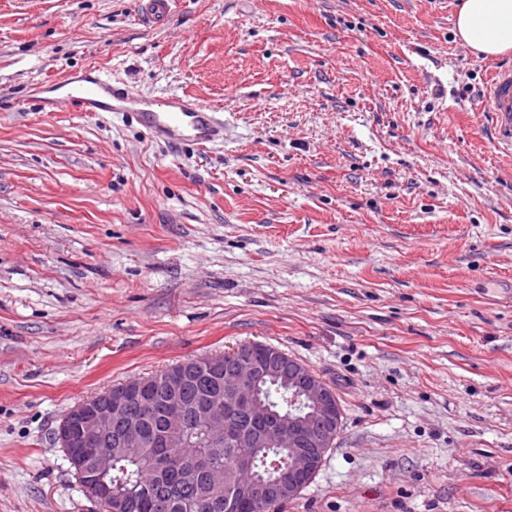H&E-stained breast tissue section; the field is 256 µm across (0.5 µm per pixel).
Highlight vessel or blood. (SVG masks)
<instances>
[{"label": "vessel or blood", "mask_w": 512, "mask_h": 512, "mask_svg": "<svg viewBox=\"0 0 512 512\" xmlns=\"http://www.w3.org/2000/svg\"><path fill=\"white\" fill-rule=\"evenodd\" d=\"M174 3L175 0H141L139 18L147 25H162L170 18ZM44 104L54 112L75 105L83 112L137 113L154 138L167 145L188 142L204 146L224 134L222 112L215 107L179 95L138 96L90 72L71 77L68 90L45 99ZM484 107L492 115L497 139L511 148L512 67L502 66L494 71Z\"/></svg>", "instance_id": "1"}]
</instances>
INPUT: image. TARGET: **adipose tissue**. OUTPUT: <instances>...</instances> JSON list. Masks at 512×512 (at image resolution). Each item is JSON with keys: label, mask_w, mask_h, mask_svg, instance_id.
Here are the masks:
<instances>
[{"label": "adipose tissue", "mask_w": 512, "mask_h": 512, "mask_svg": "<svg viewBox=\"0 0 512 512\" xmlns=\"http://www.w3.org/2000/svg\"><path fill=\"white\" fill-rule=\"evenodd\" d=\"M455 33L487 56L512 51V0H463Z\"/></svg>", "instance_id": "obj_1"}]
</instances>
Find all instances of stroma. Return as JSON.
Returning <instances> with one entry per match:
<instances>
[{"label":"stroma","mask_w":512,"mask_h":512,"mask_svg":"<svg viewBox=\"0 0 512 512\" xmlns=\"http://www.w3.org/2000/svg\"><path fill=\"white\" fill-rule=\"evenodd\" d=\"M461 0H0V512H103L53 433L113 385L260 341L343 409L282 512H512V52ZM97 67L224 113L205 148L43 111ZM139 20L144 24L163 25L171 16L175 0H141ZM455 34L486 56L512 51V0H464ZM485 109L491 112L497 139L512 147V67L502 66L491 77L485 98Z\"/></svg>","instance_id":"stroma-1"}]
</instances>
